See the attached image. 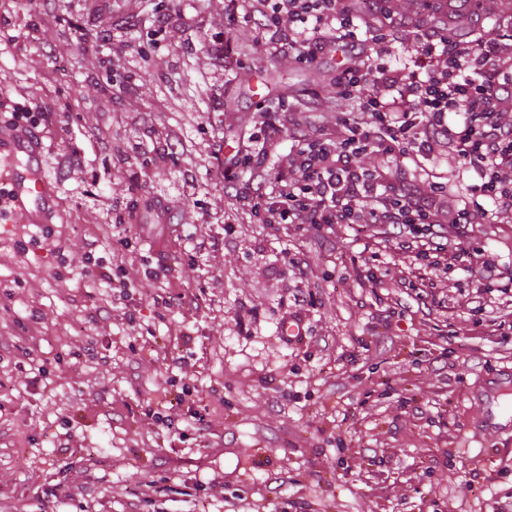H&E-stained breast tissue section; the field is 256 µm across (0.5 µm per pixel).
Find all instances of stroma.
<instances>
[{
	"label": "stroma",
	"mask_w": 512,
	"mask_h": 512,
	"mask_svg": "<svg viewBox=\"0 0 512 512\" xmlns=\"http://www.w3.org/2000/svg\"><path fill=\"white\" fill-rule=\"evenodd\" d=\"M158 2L131 6L141 23L130 41L154 48L134 69L108 59L111 7L16 0L0 15V80L53 109L42 141L57 187L50 238L0 218V512H492L512 497V424L495 421L497 403L512 404V214L464 241L495 260L499 290L483 311L477 269L423 287L392 237L225 223V156L287 111L338 135L351 103L326 99L347 57L336 46L308 64L254 44L234 50L228 71L184 51L223 32L224 0H184L188 21L159 35ZM395 2L384 30L401 68L413 42L397 18L439 28L448 0ZM47 11L55 23L38 31ZM458 13L462 29L512 34V0H463ZM127 69L131 90L112 82ZM152 125L181 133L183 153L147 165L131 194L126 166L100 143ZM73 150L83 166L59 170ZM360 163L424 199L437 179L449 203L471 199L475 176L451 151ZM116 198L140 227L122 251L137 286L124 299L83 268L90 252L112 264L101 227ZM192 232L205 250H193ZM286 248L308 261L307 278ZM180 294L194 306L165 308ZM185 386L197 398L181 397Z\"/></svg>",
	"instance_id": "obj_1"
}]
</instances>
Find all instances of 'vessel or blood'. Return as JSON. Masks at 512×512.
<instances>
[{
	"mask_svg": "<svg viewBox=\"0 0 512 512\" xmlns=\"http://www.w3.org/2000/svg\"><path fill=\"white\" fill-rule=\"evenodd\" d=\"M46 149L36 137L0 128V187L22 224H48L55 215V187L44 174Z\"/></svg>",
	"mask_w": 512,
	"mask_h": 512,
	"instance_id": "vessel-or-blood-1",
	"label": "vessel or blood"
}]
</instances>
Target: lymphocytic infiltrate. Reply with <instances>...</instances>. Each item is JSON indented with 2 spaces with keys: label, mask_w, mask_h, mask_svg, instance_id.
<instances>
[{
  "label": "lymphocytic infiltrate",
  "mask_w": 512,
  "mask_h": 512,
  "mask_svg": "<svg viewBox=\"0 0 512 512\" xmlns=\"http://www.w3.org/2000/svg\"><path fill=\"white\" fill-rule=\"evenodd\" d=\"M224 14L228 29L246 22L268 49L303 62L344 42L350 64L336 89L355 104L337 116L336 138L317 137L293 120L270 123L261 129L258 152L228 158L224 192L242 213L270 225H379L433 272L476 261L483 278H493L492 259L474 258L461 243L470 225L488 223L491 211H512V123L498 112L512 103V53L494 40L471 44L422 32L414 67L403 72L384 61L391 53L385 35L359 38L358 0H225ZM285 136L293 142L286 165L266 166ZM442 147L477 176L471 206L420 200L410 184L392 186L387 172L357 163L367 152L415 158ZM243 161L259 172L245 191L236 175Z\"/></svg>",
  "instance_id": "f902f5d3"
}]
</instances>
